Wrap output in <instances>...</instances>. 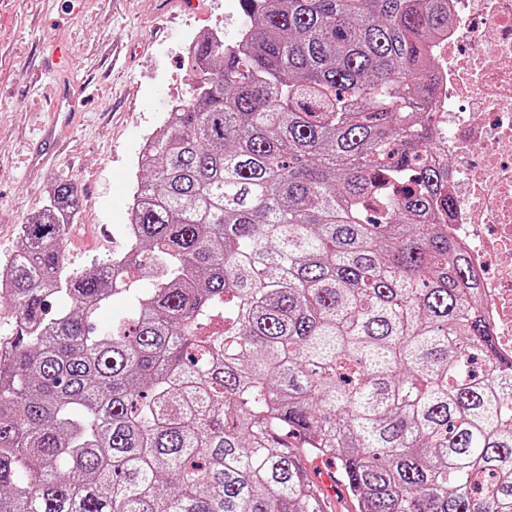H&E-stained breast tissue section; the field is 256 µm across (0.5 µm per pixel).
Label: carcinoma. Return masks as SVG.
<instances>
[{
  "instance_id": "cac0c4a2",
  "label": "carcinoma",
  "mask_w": 512,
  "mask_h": 512,
  "mask_svg": "<svg viewBox=\"0 0 512 512\" xmlns=\"http://www.w3.org/2000/svg\"><path fill=\"white\" fill-rule=\"evenodd\" d=\"M240 2L146 139L127 249L69 270L59 181L0 263V512H325L290 437L357 512H512V358L435 159L448 0Z\"/></svg>"
}]
</instances>
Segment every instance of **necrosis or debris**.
Instances as JSON below:
<instances>
[{
    "label": "necrosis or debris",
    "instance_id": "4bbe7bcc",
    "mask_svg": "<svg viewBox=\"0 0 512 512\" xmlns=\"http://www.w3.org/2000/svg\"><path fill=\"white\" fill-rule=\"evenodd\" d=\"M448 33L433 48L435 97L448 130V236L466 252L483 317L512 355V0H448Z\"/></svg>",
    "mask_w": 512,
    "mask_h": 512
}]
</instances>
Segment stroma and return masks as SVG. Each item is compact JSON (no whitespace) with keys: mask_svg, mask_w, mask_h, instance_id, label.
<instances>
[{"mask_svg":"<svg viewBox=\"0 0 512 512\" xmlns=\"http://www.w3.org/2000/svg\"><path fill=\"white\" fill-rule=\"evenodd\" d=\"M241 24L239 0H200L190 12L177 0H0V261L61 179L78 197L64 241L69 269L122 252L140 150L194 82L190 35L216 31L230 43ZM56 48L64 60L53 56ZM62 84L74 93L77 115L63 148L44 157L39 142ZM301 462L328 512H355L329 482L333 460Z\"/></svg>","mask_w":512,"mask_h":512,"instance_id":"stroma-1","label":"stroma"}]
</instances>
